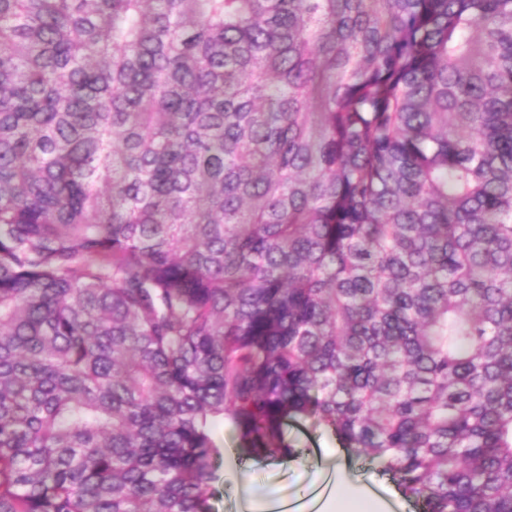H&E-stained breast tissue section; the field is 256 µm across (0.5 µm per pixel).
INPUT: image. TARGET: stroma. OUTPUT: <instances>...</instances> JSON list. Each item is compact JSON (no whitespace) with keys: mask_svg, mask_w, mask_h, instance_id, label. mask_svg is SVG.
<instances>
[{"mask_svg":"<svg viewBox=\"0 0 512 512\" xmlns=\"http://www.w3.org/2000/svg\"><path fill=\"white\" fill-rule=\"evenodd\" d=\"M214 440L220 457L213 482L212 512H268L270 498L294 501L300 512H326L329 495L321 482L332 473L336 483L356 488L378 506V512H418L390 476L364 459L339 458V442L310 419L289 422L285 437L295 453L286 459H245L233 426L216 424Z\"/></svg>","mask_w":512,"mask_h":512,"instance_id":"1","label":"stroma"}]
</instances>
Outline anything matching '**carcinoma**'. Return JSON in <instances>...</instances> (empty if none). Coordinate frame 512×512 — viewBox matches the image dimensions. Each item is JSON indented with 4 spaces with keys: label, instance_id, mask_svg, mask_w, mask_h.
Masks as SVG:
<instances>
[{
    "label": "carcinoma",
    "instance_id": "carcinoma-1",
    "mask_svg": "<svg viewBox=\"0 0 512 512\" xmlns=\"http://www.w3.org/2000/svg\"><path fill=\"white\" fill-rule=\"evenodd\" d=\"M298 417L512 512V0H0V512H212Z\"/></svg>",
    "mask_w": 512,
    "mask_h": 512
}]
</instances>
